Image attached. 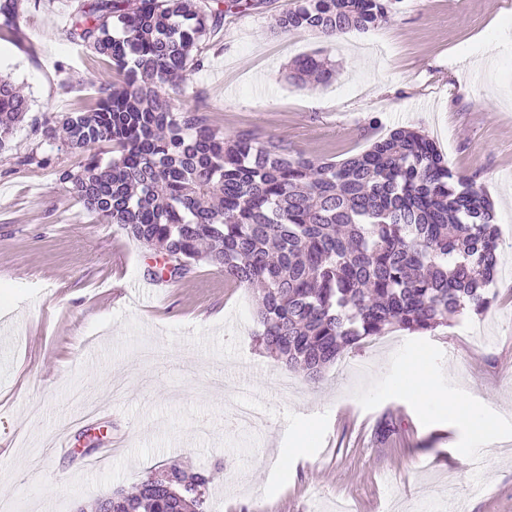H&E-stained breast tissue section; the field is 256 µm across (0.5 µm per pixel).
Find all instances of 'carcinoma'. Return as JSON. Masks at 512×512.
I'll return each instance as SVG.
<instances>
[{"label": "carcinoma", "instance_id": "cac0c4a2", "mask_svg": "<svg viewBox=\"0 0 512 512\" xmlns=\"http://www.w3.org/2000/svg\"><path fill=\"white\" fill-rule=\"evenodd\" d=\"M399 0H295L280 34L324 39L367 32ZM254 0H88L69 38L107 72L93 100L56 117L45 136L95 153L58 181L107 224L162 250L161 274L216 267L257 295L258 341L315 380L346 350L395 328L426 333L485 312L497 266L493 203L454 173L427 135L397 128L336 163L251 131L228 136L202 108L178 104L203 59L199 45ZM17 0H0L13 32ZM333 76L318 53L297 58L300 87ZM30 112L0 74V151ZM210 476L172 464L132 493L94 500L112 512H208Z\"/></svg>", "mask_w": 512, "mask_h": 512}]
</instances>
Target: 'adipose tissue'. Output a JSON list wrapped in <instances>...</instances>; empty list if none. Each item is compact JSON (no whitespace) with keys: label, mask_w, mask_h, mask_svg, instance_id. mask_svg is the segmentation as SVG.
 <instances>
[{"label":"adipose tissue","mask_w":512,"mask_h":512,"mask_svg":"<svg viewBox=\"0 0 512 512\" xmlns=\"http://www.w3.org/2000/svg\"><path fill=\"white\" fill-rule=\"evenodd\" d=\"M398 390L425 412L463 418L477 436L488 440L496 432L495 422L488 419L479 406L459 398H449L440 386L433 384L422 361H414L409 371L402 375Z\"/></svg>","instance_id":"1"}]
</instances>
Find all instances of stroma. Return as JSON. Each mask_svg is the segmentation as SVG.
<instances>
[{
    "label": "stroma",
    "instance_id": "1",
    "mask_svg": "<svg viewBox=\"0 0 512 512\" xmlns=\"http://www.w3.org/2000/svg\"><path fill=\"white\" fill-rule=\"evenodd\" d=\"M83 2L18 0L0 41V71L31 103L0 153V502L75 512L178 462L210 474V512H331L339 500L354 512H442L448 496L460 512H512V0H399L388 22L327 42L274 34L290 0H260L206 41L182 103L204 106L225 134L338 162L413 128L495 203L484 314L365 339L315 382L259 344L252 290L205 264L159 277V252L58 182L76 157L47 142L44 122L84 104L104 75L66 35ZM314 51L336 62L334 78L294 87L290 66ZM32 150L49 164L18 166ZM417 356L498 423L480 488L460 454L478 440L395 390ZM241 398L263 415L256 429L227 424ZM63 428L70 452L47 453ZM107 447L111 457L86 465L87 449Z\"/></svg>",
    "mask_w": 512,
    "mask_h": 512
}]
</instances>
